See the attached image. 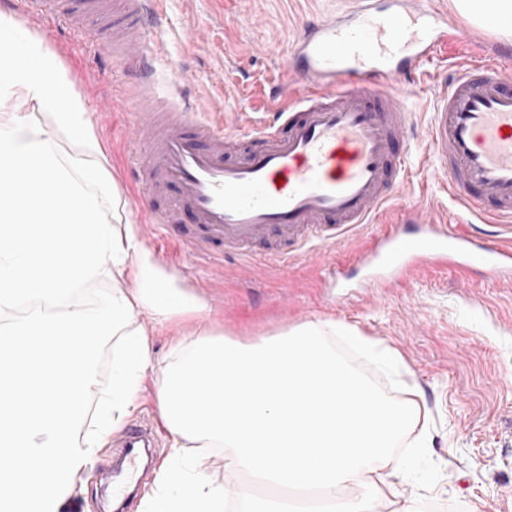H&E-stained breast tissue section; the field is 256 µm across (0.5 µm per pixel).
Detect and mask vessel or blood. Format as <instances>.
<instances>
[{
  "instance_id": "vessel-or-blood-1",
  "label": "vessel or blood",
  "mask_w": 512,
  "mask_h": 512,
  "mask_svg": "<svg viewBox=\"0 0 512 512\" xmlns=\"http://www.w3.org/2000/svg\"><path fill=\"white\" fill-rule=\"evenodd\" d=\"M161 0H20L28 16L51 15L86 35L105 18L108 50L135 74L129 126L138 152L136 204L182 240L189 257L313 256L372 223L407 177L414 113L406 87L427 76L439 50L471 43L470 32L429 0H364L308 23L285 58L276 105L247 131L204 115L184 91L187 72L161 79L152 43ZM512 48L482 56L438 88L424 139L448 195L487 222L459 231L417 208L387 224L350 259L362 287L385 288L428 267L512 282ZM174 195H166L167 187ZM115 498L139 486L150 432L119 439Z\"/></svg>"
}]
</instances>
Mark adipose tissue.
Wrapping results in <instances>:
<instances>
[{"mask_svg": "<svg viewBox=\"0 0 512 512\" xmlns=\"http://www.w3.org/2000/svg\"><path fill=\"white\" fill-rule=\"evenodd\" d=\"M476 24L512 36V0H454ZM34 104L91 151L62 161L39 125L7 110ZM0 512H55L69 486L134 407L142 378L158 373L154 401L169 448L147 512H377L399 498L398 439L425 418L413 399L379 394L336 354L329 336L380 363L390 349L356 329L309 322L244 346L204 319L205 306L161 274L132 231L104 218L93 186L108 183L86 107L54 56L0 14ZM133 274L96 309L69 307L78 287ZM199 321L154 360L141 316ZM113 335L112 378L95 388L101 340ZM95 408H88V400ZM224 452V469L292 489L259 497L217 482L203 449ZM400 499V498H399Z\"/></svg>", "mask_w": 512, "mask_h": 512, "instance_id": "adipose-tissue-1", "label": "adipose tissue"}]
</instances>
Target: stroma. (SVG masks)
Returning <instances> with one entry per match:
<instances>
[{
  "label": "stroma",
  "mask_w": 512,
  "mask_h": 512,
  "mask_svg": "<svg viewBox=\"0 0 512 512\" xmlns=\"http://www.w3.org/2000/svg\"><path fill=\"white\" fill-rule=\"evenodd\" d=\"M346 5L347 0H164L163 58L191 70V93L213 119L237 112L244 130L264 91L280 82L303 21ZM17 22L55 56L85 102L113 182L98 191L104 215L119 212L159 270L205 304L224 337L251 344L307 322L333 321L382 342L400 356L396 369L354 352L344 359L382 394H391L398 379L418 386L432 414L425 448L402 453L412 472L399 486L403 498L426 497L431 512H512V284L427 271L384 294L353 288L337 297L335 289L324 287L320 265L347 259L380 232L377 224L326 248L318 265L302 256L284 267L247 264L239 257L186 258L185 248L161 237L131 203L136 184L126 164L124 131L132 107L120 93L122 69L104 43H91L49 17L21 16ZM104 100L111 111H99ZM427 153L424 141L413 143L400 205L447 206L448 187ZM111 455L104 448L84 478L63 492L58 512H104L100 473Z\"/></svg>",
  "instance_id": "1"
}]
</instances>
